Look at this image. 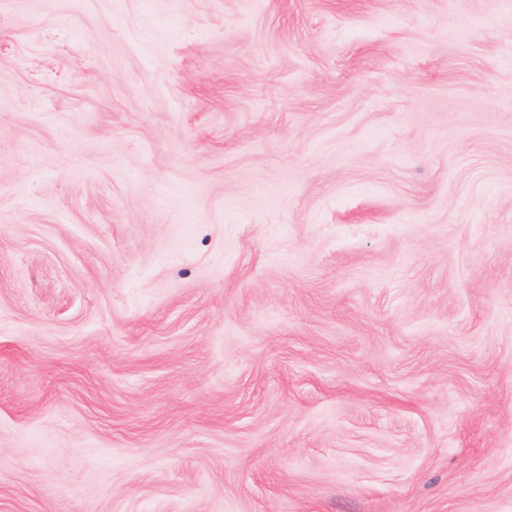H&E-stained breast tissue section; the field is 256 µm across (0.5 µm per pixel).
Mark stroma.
Segmentation results:
<instances>
[{"instance_id": "1", "label": "stroma", "mask_w": 512, "mask_h": 512, "mask_svg": "<svg viewBox=\"0 0 512 512\" xmlns=\"http://www.w3.org/2000/svg\"><path fill=\"white\" fill-rule=\"evenodd\" d=\"M0 512H512V0H0Z\"/></svg>"}]
</instances>
